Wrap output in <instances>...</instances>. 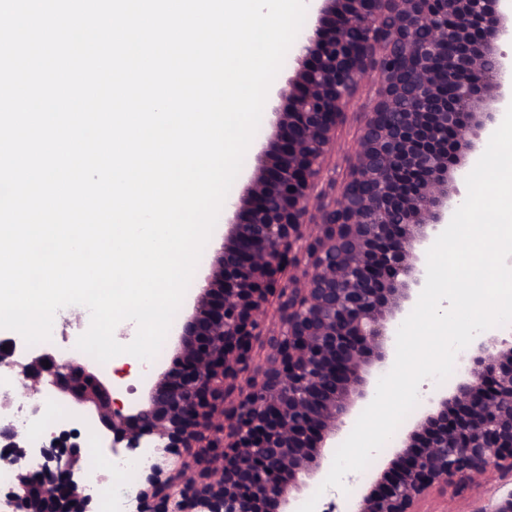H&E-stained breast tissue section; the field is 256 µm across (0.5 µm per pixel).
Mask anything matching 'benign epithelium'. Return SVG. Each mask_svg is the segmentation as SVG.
Returning a JSON list of instances; mask_svg holds the SVG:
<instances>
[{
    "label": "benign epithelium",
    "mask_w": 512,
    "mask_h": 512,
    "mask_svg": "<svg viewBox=\"0 0 512 512\" xmlns=\"http://www.w3.org/2000/svg\"><path fill=\"white\" fill-rule=\"evenodd\" d=\"M315 2L295 74L275 94L272 137L141 395L125 403L89 363L49 347L18 356L16 340L0 339V371L33 411L50 395L112 454L151 452L136 512H296L368 399L371 369L393 361L396 323L425 284L420 254L460 204L462 153L512 104V0ZM368 79L376 98L330 199L326 161ZM446 83L458 85L452 100L439 95ZM15 401L0 396V460L15 469L4 503L101 512L84 443L67 432L33 443L6 421ZM490 471L512 474V336L471 343L464 375L429 399L350 512H419L432 492Z\"/></svg>",
    "instance_id": "obj_1"
}]
</instances>
